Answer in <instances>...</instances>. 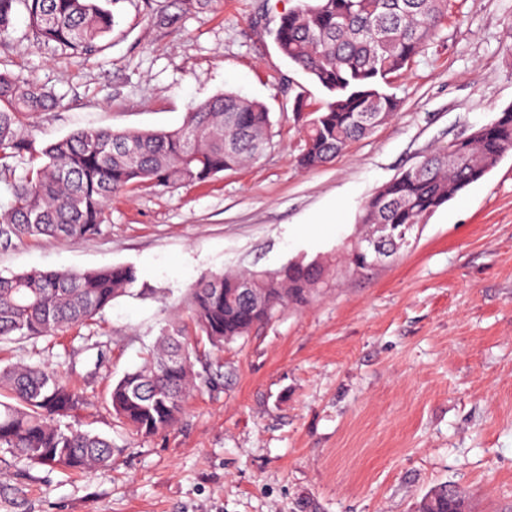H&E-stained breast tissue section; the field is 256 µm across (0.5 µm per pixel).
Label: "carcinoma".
Segmentation results:
<instances>
[{
    "mask_svg": "<svg viewBox=\"0 0 512 512\" xmlns=\"http://www.w3.org/2000/svg\"><path fill=\"white\" fill-rule=\"evenodd\" d=\"M457 0H304L280 18L278 51L327 95L306 111L297 97L294 114L303 131L298 163L314 169L390 120L398 101L383 90L439 35ZM27 13L36 40L73 56L101 49L114 14L99 0H0V38L9 36L18 7ZM57 101L44 87L0 73V175L11 161L33 152L18 129L20 118L45 112ZM271 120L260 102L225 92L194 104L184 124L166 130L80 131L47 145L44 161L11 185L10 206L0 213V248L27 238L80 242L97 235L112 197L144 183H202L252 163L269 145ZM512 151V108L490 123L448 142L383 185L365 203L358 223L413 227L495 168ZM347 252L356 270L380 259L360 248ZM317 262H290L278 269L202 276L188 294L193 334L175 326L158 337L138 369L110 391L116 418L151 436L173 428L187 398L215 384L198 371L200 347L222 348L271 321L282 310L309 301L322 280ZM138 281L133 266L91 271L34 270L0 276V339L56 336L95 319ZM248 282L267 296L253 306L239 295ZM0 448L35 464L89 472L112 462V440L81 431L62 418L84 404L83 395L58 370L13 364L0 367ZM418 512H467L455 486L428 491Z\"/></svg>",
    "mask_w": 512,
    "mask_h": 512,
    "instance_id": "carcinoma-1",
    "label": "carcinoma"
}]
</instances>
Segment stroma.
<instances>
[{"label":"stroma","instance_id":"35a3bbf8","mask_svg":"<svg viewBox=\"0 0 512 512\" xmlns=\"http://www.w3.org/2000/svg\"><path fill=\"white\" fill-rule=\"evenodd\" d=\"M298 0H117L101 51L37 46L25 10L0 41V72L51 88L23 118L36 148L95 128L174 130L191 105L231 91L270 112V144L191 185L132 188L82 242L30 238L0 274L131 265L140 294L56 337L0 342V365L61 371L85 402L70 424L110 437L88 473L0 448V512H414L454 483L470 512H512V154L423 219L365 270L342 257L368 198L449 140L512 107V0H459L439 38L388 91L394 116L316 169L296 162L294 99H326L270 36ZM317 259L309 302L211 349L223 379L194 392L172 429L116 422L108 389L187 323L208 273Z\"/></svg>","mask_w":512,"mask_h":512}]
</instances>
